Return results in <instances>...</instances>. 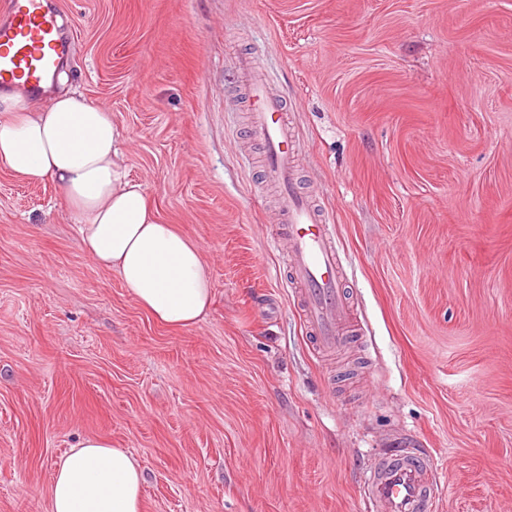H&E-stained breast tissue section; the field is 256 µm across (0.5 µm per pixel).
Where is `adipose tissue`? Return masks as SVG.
<instances>
[{"label": "adipose tissue", "mask_w": 512, "mask_h": 512, "mask_svg": "<svg viewBox=\"0 0 512 512\" xmlns=\"http://www.w3.org/2000/svg\"><path fill=\"white\" fill-rule=\"evenodd\" d=\"M67 71L39 96L0 88V165L30 183L54 181L98 267L159 323L197 325L212 300L211 271L199 245L164 223L141 184L128 179L110 112L68 85ZM144 474L128 450L86 439L54 466L49 512H142Z\"/></svg>", "instance_id": "obj_1"}]
</instances>
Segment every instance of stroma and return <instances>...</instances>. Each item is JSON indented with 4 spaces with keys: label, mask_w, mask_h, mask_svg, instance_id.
I'll use <instances>...</instances> for the list:
<instances>
[{
    "label": "stroma",
    "mask_w": 512,
    "mask_h": 512,
    "mask_svg": "<svg viewBox=\"0 0 512 512\" xmlns=\"http://www.w3.org/2000/svg\"><path fill=\"white\" fill-rule=\"evenodd\" d=\"M48 3L214 301L159 324L53 182L0 167V512H49L86 438L139 459L143 512H371L369 464L417 444L431 512H512V0ZM244 57L335 228L363 334L332 359L285 285Z\"/></svg>",
    "instance_id": "1"
}]
</instances>
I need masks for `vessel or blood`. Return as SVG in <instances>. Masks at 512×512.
Listing matches in <instances>:
<instances>
[{
    "mask_svg": "<svg viewBox=\"0 0 512 512\" xmlns=\"http://www.w3.org/2000/svg\"><path fill=\"white\" fill-rule=\"evenodd\" d=\"M65 52L56 17L42 0H6L0 15V86L19 82L28 92H40ZM240 69L250 130L266 147L263 179L279 189L271 221L288 246V281L298 292L307 335L316 349L332 351L355 332L336 237L298 186L299 154L285 105L250 59H243ZM367 487L374 512H428L437 490L433 462L420 448L387 456L371 465Z\"/></svg>",
    "mask_w": 512,
    "mask_h": 512,
    "instance_id": "vessel-or-blood-1",
    "label": "vessel or blood"
}]
</instances>
